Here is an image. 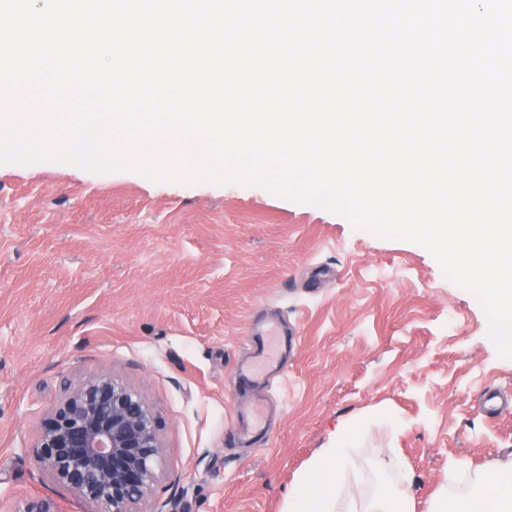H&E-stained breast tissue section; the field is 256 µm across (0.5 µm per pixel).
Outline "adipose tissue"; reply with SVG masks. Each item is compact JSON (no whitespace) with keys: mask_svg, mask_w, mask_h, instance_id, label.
Returning <instances> with one entry per match:
<instances>
[{"mask_svg":"<svg viewBox=\"0 0 512 512\" xmlns=\"http://www.w3.org/2000/svg\"><path fill=\"white\" fill-rule=\"evenodd\" d=\"M351 449L349 435L341 434L334 446L321 450L308 475L289 493V512H416L406 493L408 471L392 453L379 452L373 462L379 472L394 474L388 490L367 495L352 490L356 469ZM426 512H512V474L498 460H489L474 492L461 497L438 492Z\"/></svg>","mask_w":512,"mask_h":512,"instance_id":"obj_1","label":"adipose tissue"}]
</instances>
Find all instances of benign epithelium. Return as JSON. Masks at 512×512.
Segmentation results:
<instances>
[{
    "instance_id": "benign-epithelium-1",
    "label": "benign epithelium",
    "mask_w": 512,
    "mask_h": 512,
    "mask_svg": "<svg viewBox=\"0 0 512 512\" xmlns=\"http://www.w3.org/2000/svg\"><path fill=\"white\" fill-rule=\"evenodd\" d=\"M33 451L59 484L97 512H141L161 474V422L146 399L103 371L67 385L45 419ZM11 512H56L25 498Z\"/></svg>"
}]
</instances>
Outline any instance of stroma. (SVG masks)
Returning a JSON list of instances; mask_svg holds the SVG:
<instances>
[{
  "mask_svg": "<svg viewBox=\"0 0 512 512\" xmlns=\"http://www.w3.org/2000/svg\"><path fill=\"white\" fill-rule=\"evenodd\" d=\"M299 343L262 396L266 441L229 444L248 387L234 371L257 316ZM433 256L255 186L154 183L45 162L0 166V512L22 496L85 505L32 448L68 382L107 369L163 423V477L149 512H288L319 449L357 425L364 490L389 449L425 506L451 473L475 482L512 461V359Z\"/></svg>",
  "mask_w": 512,
  "mask_h": 512,
  "instance_id": "stroma-1",
  "label": "stroma"
}]
</instances>
